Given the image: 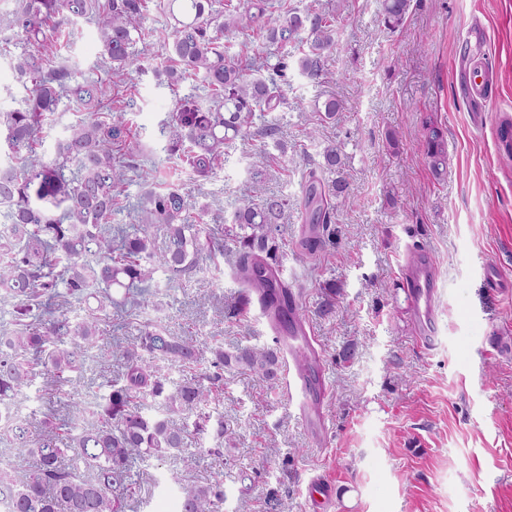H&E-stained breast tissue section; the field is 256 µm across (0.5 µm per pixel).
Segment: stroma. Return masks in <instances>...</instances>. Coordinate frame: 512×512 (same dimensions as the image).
I'll return each instance as SVG.
<instances>
[{
  "instance_id": "35a3bbf8",
  "label": "stroma",
  "mask_w": 512,
  "mask_h": 512,
  "mask_svg": "<svg viewBox=\"0 0 512 512\" xmlns=\"http://www.w3.org/2000/svg\"><path fill=\"white\" fill-rule=\"evenodd\" d=\"M291 3L335 18L337 50L320 81L289 70L288 103L268 116L286 152L254 130L206 178L164 149L161 122L197 91L189 80L161 85L164 58L150 56L139 71L101 67L98 28L83 19L47 43L0 33L9 53L26 47L69 59L77 78L98 82L105 103H132L141 152L113 223H133L145 191L173 187L207 205L206 237L224 246L223 257H202L145 310L102 308L93 299L59 304L70 318L99 321L101 336L84 356L87 407L126 368L104 353L148 325L199 344L193 365L155 360L166 386L219 379L216 400L199 412L170 414L146 397V413L174 424L201 412L211 420L182 451L133 467L123 512H181L179 485L193 481L221 485L219 512H313L305 484L315 475L335 487L330 512H512V159L498 139L500 122L512 118V0H411L396 28L385 22L383 0ZM8 55L0 56V112L20 108L26 95ZM329 94L343 108L324 123L313 105ZM429 124L442 131L448 153L438 178L423 161ZM326 144L346 154L349 190L311 251L301 243V181ZM255 165L267 169L265 195L288 199L276 244L328 385L323 438L303 428L283 379L213 365L214 346L273 345L265 320L242 302L237 247L224 236ZM411 249L428 253L438 272L429 347L417 342L403 295ZM70 409L39 369L30 389L0 401L8 414L0 419V466L21 476L30 465L15 455L10 420L27 424L36 448L44 419L65 424Z\"/></svg>"
}]
</instances>
